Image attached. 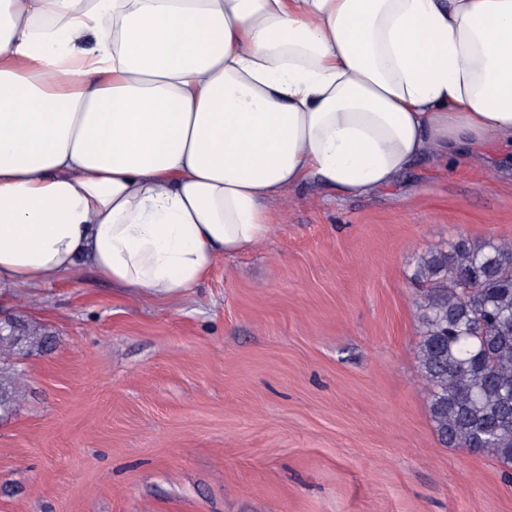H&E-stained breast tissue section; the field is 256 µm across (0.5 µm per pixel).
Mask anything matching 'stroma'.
I'll return each instance as SVG.
<instances>
[{"instance_id":"35a3bbf8","label":"stroma","mask_w":512,"mask_h":512,"mask_svg":"<svg viewBox=\"0 0 512 512\" xmlns=\"http://www.w3.org/2000/svg\"><path fill=\"white\" fill-rule=\"evenodd\" d=\"M512 243V153L388 188L290 191L262 245L149 301L88 266L0 308L20 343L0 512H512V469L442 445L416 359L419 255Z\"/></svg>"}]
</instances>
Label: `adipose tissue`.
<instances>
[{"mask_svg":"<svg viewBox=\"0 0 512 512\" xmlns=\"http://www.w3.org/2000/svg\"><path fill=\"white\" fill-rule=\"evenodd\" d=\"M512 148V0H0V303L170 299L287 191Z\"/></svg>","mask_w":512,"mask_h":512,"instance_id":"adipose-tissue-1","label":"adipose tissue"}]
</instances>
